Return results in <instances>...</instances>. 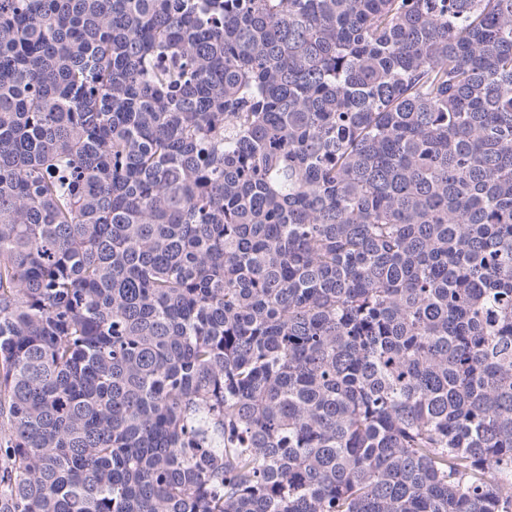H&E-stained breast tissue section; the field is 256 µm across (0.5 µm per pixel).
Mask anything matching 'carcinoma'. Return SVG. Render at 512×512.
Masks as SVG:
<instances>
[{
	"mask_svg": "<svg viewBox=\"0 0 512 512\" xmlns=\"http://www.w3.org/2000/svg\"><path fill=\"white\" fill-rule=\"evenodd\" d=\"M0 512H512V0H0Z\"/></svg>",
	"mask_w": 512,
	"mask_h": 512,
	"instance_id": "cac0c4a2",
	"label": "carcinoma"
}]
</instances>
